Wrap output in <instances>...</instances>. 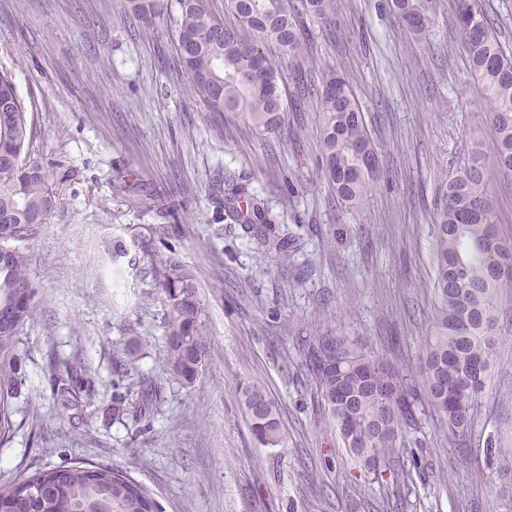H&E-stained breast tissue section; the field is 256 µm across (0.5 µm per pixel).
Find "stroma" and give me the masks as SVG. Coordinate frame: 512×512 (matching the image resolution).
Instances as JSON below:
<instances>
[{
    "label": "stroma",
    "mask_w": 512,
    "mask_h": 512,
    "mask_svg": "<svg viewBox=\"0 0 512 512\" xmlns=\"http://www.w3.org/2000/svg\"><path fill=\"white\" fill-rule=\"evenodd\" d=\"M439 0L410 34L388 0H342L334 26L308 22L307 49L350 85L382 175L348 207L317 166L314 112L264 135L204 111L177 65L171 34L149 39L128 0H0V72L13 74L33 129L29 154L53 174L56 205L30 247L36 310L19 336L20 371L0 482L87 459L123 467L164 512H512V292L501 297L489 387L464 445L421 417V464L407 489L365 482L313 399L303 340L316 329L366 341L415 370L433 304L432 216L440 179L461 165L488 177L500 234L512 238V176L496 173L493 131L454 24ZM264 198L287 227L282 263L227 218L225 180ZM190 202L180 224L149 196ZM196 276L208 341L190 385L165 366L164 307L146 275L164 239ZM141 347L135 369L129 345ZM92 383L72 426L48 383L50 357ZM150 417L112 421L113 395ZM247 384L275 403L283 446L259 444L239 399Z\"/></svg>",
    "instance_id": "obj_1"
}]
</instances>
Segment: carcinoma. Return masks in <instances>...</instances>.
Listing matches in <instances>:
<instances>
[{
    "instance_id": "cac0c4a2",
    "label": "carcinoma",
    "mask_w": 512,
    "mask_h": 512,
    "mask_svg": "<svg viewBox=\"0 0 512 512\" xmlns=\"http://www.w3.org/2000/svg\"><path fill=\"white\" fill-rule=\"evenodd\" d=\"M456 25L470 70L481 84L485 112L495 130L497 172L512 175V55L504 52L477 0H455ZM435 0H391L398 21L415 35L433 21ZM237 25L226 26L206 0H175L174 10L154 13L151 33L173 23L188 45L179 65L191 92L207 112H236L262 132L275 131L285 112L314 101L319 112L320 166L342 202L357 205L375 183L377 153L349 84L306 67L304 18L336 22L337 0H228ZM296 73L294 91L283 98L281 68ZM31 129L12 74L0 72V434L11 424L10 399L17 384L20 330L33 319L35 287L29 279L28 246L37 239L55 202L50 173L25 164ZM224 210L255 230L262 246L286 261L288 236L263 222L265 200L241 184L225 192ZM484 172L464 167L439 184L434 213L435 277L430 332L416 371L418 386L386 355L358 340L317 333L306 340L305 361L314 397L336 419L342 446L361 462L375 457L376 481L409 486L411 470L400 457L417 440L418 415L431 412L461 442L471 412L486 390L496 352L498 298L512 288V241L494 223ZM149 269L165 307L164 341L169 375L191 384L203 371L207 350L195 275L172 245ZM49 382L68 420L82 422L79 394L87 375L67 364L52 367ZM241 401L257 441L278 447L285 436L276 406L256 385L241 388ZM0 512H163L131 473L118 466L74 460L39 467L0 482Z\"/></svg>"
}]
</instances>
